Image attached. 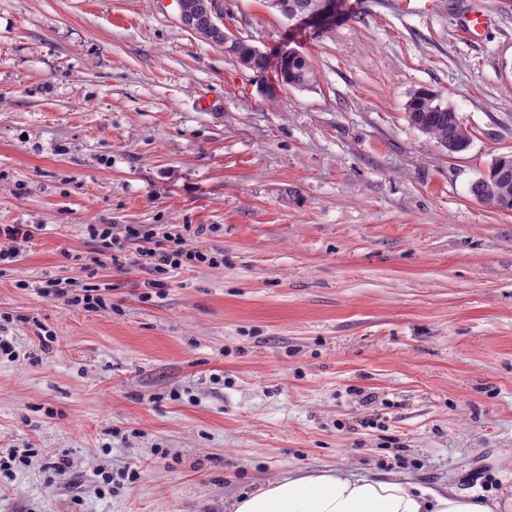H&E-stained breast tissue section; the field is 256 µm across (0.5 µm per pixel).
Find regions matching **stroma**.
<instances>
[{
	"mask_svg": "<svg viewBox=\"0 0 512 512\" xmlns=\"http://www.w3.org/2000/svg\"><path fill=\"white\" fill-rule=\"evenodd\" d=\"M363 2L314 34L218 0L260 72L178 0H0V225L37 227L0 270V451L28 458L0 471V512H225L342 467L512 512V212L469 192L512 154V0ZM478 9L490 25L463 37ZM286 48L311 85H278ZM419 88L466 151L409 122ZM96 224L220 262L150 294ZM228 51L238 55L244 62L250 64L253 68L264 71L268 66V57L259 52L244 40L238 39L237 45L233 43L227 48ZM47 288H53L54 295L58 299H63L64 302H67L68 304L82 305L87 311L105 310L108 305L104 295L100 293L101 290L105 289L97 287L85 288V294H83L82 297L77 296L70 299L68 292L63 288H59V283L55 281L51 282Z\"/></svg>",
	"mask_w": 512,
	"mask_h": 512,
	"instance_id": "35a3bbf8",
	"label": "stroma"
}]
</instances>
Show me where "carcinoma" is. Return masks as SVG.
<instances>
[{"instance_id": "1", "label": "carcinoma", "mask_w": 512, "mask_h": 512, "mask_svg": "<svg viewBox=\"0 0 512 512\" xmlns=\"http://www.w3.org/2000/svg\"><path fill=\"white\" fill-rule=\"evenodd\" d=\"M180 7L184 14L192 15L198 20L197 35L217 45L221 44L224 35L217 33L215 29H209V15L217 10L216 0H180ZM228 51L238 55L257 70L267 69V55L243 40L230 45ZM277 80L290 87L308 86L313 80V70L308 59L300 53L280 64ZM405 110L411 124L438 144L453 141L461 151L468 147L471 134L457 122L454 110L442 104L434 91L426 89L421 93H414L409 97ZM470 192L477 199L496 207L505 203L507 210L512 211V156L495 158L471 185Z\"/></svg>"}]
</instances>
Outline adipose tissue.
Listing matches in <instances>:
<instances>
[{"label": "adipose tissue", "instance_id": "obj_1", "mask_svg": "<svg viewBox=\"0 0 512 512\" xmlns=\"http://www.w3.org/2000/svg\"><path fill=\"white\" fill-rule=\"evenodd\" d=\"M233 512H497L498 502L423 487L385 473L288 475L235 499Z\"/></svg>", "mask_w": 512, "mask_h": 512}]
</instances>
